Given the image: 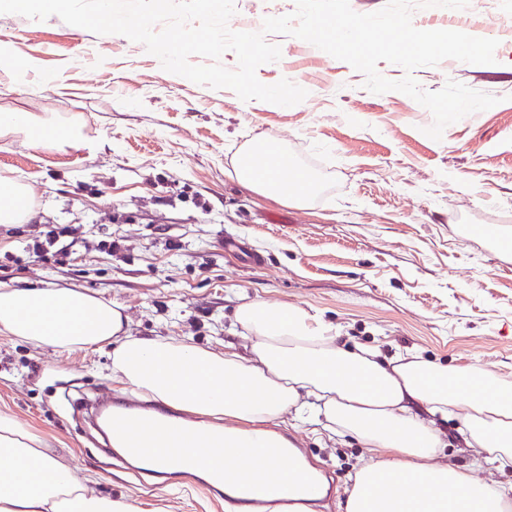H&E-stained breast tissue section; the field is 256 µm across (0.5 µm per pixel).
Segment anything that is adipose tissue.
Listing matches in <instances>:
<instances>
[{"label":"adipose tissue","instance_id":"1","mask_svg":"<svg viewBox=\"0 0 512 512\" xmlns=\"http://www.w3.org/2000/svg\"><path fill=\"white\" fill-rule=\"evenodd\" d=\"M25 135L37 146L79 147L74 126L30 112H0V136ZM249 159L234 174L261 194L300 200L315 189L301 170L263 148L262 174ZM30 184L0 179V224L30 216ZM243 351L217 352L184 340L128 335L122 306L82 288L0 286V334L57 351L112 345V376L145 399L195 414L202 436L223 437L201 456L230 480L265 464L268 482L295 487L266 447H287L275 427L286 415L354 437L368 451L346 491L344 512H505L512 485L473 469L436 463L446 443L436 419L482 460L512 468V390L471 365L448 367L412 352L384 356L374 346L341 343L334 324L305 308L244 297L235 309ZM0 512H139L135 503L89 492L14 416L0 412Z\"/></svg>","mask_w":512,"mask_h":512}]
</instances>
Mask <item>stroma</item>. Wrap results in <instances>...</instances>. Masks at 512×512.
Here are the masks:
<instances>
[{"instance_id": "obj_1", "label": "stroma", "mask_w": 512, "mask_h": 512, "mask_svg": "<svg viewBox=\"0 0 512 512\" xmlns=\"http://www.w3.org/2000/svg\"><path fill=\"white\" fill-rule=\"evenodd\" d=\"M231 29L292 13L295 0H235ZM281 49L261 65L273 84L298 76L300 104L268 107L165 71L119 34L0 14V47L36 63L0 110L75 122L98 150L38 148L0 137V177L33 186L32 217L0 224V285L84 288L124 307L133 336L236 342L241 296L319 313L348 342L384 355L415 351L475 365L512 387V45L496 61L420 67L422 89L447 80L499 97L494 107L426 136L429 110L409 96L369 92L365 76L303 40L267 34ZM60 75L47 89L43 78ZM275 143L309 172L315 192L295 203L244 188L238 156ZM493 224L490 241L476 227ZM124 403L112 348L58 352L0 335V410L38 434L91 491L140 512H225L198 484L142 482L90 428L86 401ZM333 491L317 512H338L367 456L353 439L288 420ZM441 463L512 482L439 423Z\"/></svg>"}]
</instances>
